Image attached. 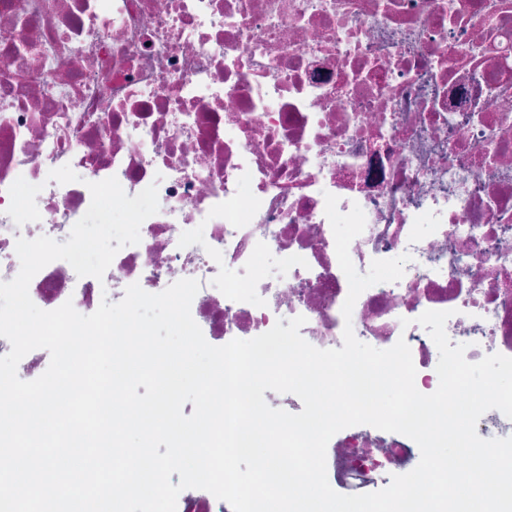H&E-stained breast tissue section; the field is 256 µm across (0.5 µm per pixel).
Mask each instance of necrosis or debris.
Listing matches in <instances>:
<instances>
[{
    "label": "necrosis or debris",
    "instance_id": "necrosis-or-debris-1",
    "mask_svg": "<svg viewBox=\"0 0 512 512\" xmlns=\"http://www.w3.org/2000/svg\"><path fill=\"white\" fill-rule=\"evenodd\" d=\"M65 165L77 181L49 179ZM112 176L131 197L157 184L158 213L103 279L46 265L39 308L193 278L212 340L302 315L307 342L339 349L349 324L378 349L405 340L424 394L439 385L425 311H450L468 361L512 357V0H0V280L17 238L66 242ZM329 193L365 213L359 273L412 256L348 321ZM416 451L343 429L328 481L368 492Z\"/></svg>",
    "mask_w": 512,
    "mask_h": 512
}]
</instances>
